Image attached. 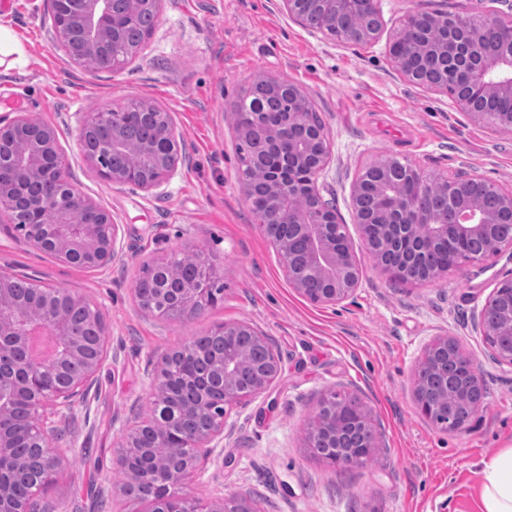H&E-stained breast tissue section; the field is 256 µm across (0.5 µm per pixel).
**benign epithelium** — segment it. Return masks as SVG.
I'll return each mask as SVG.
<instances>
[{
  "instance_id": "obj_1",
  "label": "benign epithelium",
  "mask_w": 512,
  "mask_h": 512,
  "mask_svg": "<svg viewBox=\"0 0 512 512\" xmlns=\"http://www.w3.org/2000/svg\"><path fill=\"white\" fill-rule=\"evenodd\" d=\"M58 27L71 26L77 31L75 40L58 38L60 47L75 63L87 56L99 58L100 66L112 69V58L102 48L112 36V0H80L81 8L73 11L74 0H51ZM324 23L319 28L337 26L338 18L347 10H357L368 18L381 19L380 0H315ZM427 16L425 12L409 14L401 27L390 37L397 44L404 41L406 30ZM483 25L494 27L499 34L502 49L493 55L478 51L480 33L468 19L459 21L453 31L440 42L432 44L436 52L462 63L454 86V95L461 108L479 122L492 121L498 127L512 128V112H499L490 119L483 103L491 99L512 98V21L504 22L495 12L481 13ZM257 83L276 91H286L298 103L306 100L305 93L284 78L261 76ZM112 109L88 112L79 127L81 153L96 164L98 175L106 182L123 187L149 191L160 187L176 173L182 158L178 135L171 116L157 131L154 143L138 150L144 165L127 170L103 167L98 160L131 149L118 128L112 125ZM30 125L29 116L17 112L12 118H0V140ZM265 128L267 147L277 153L280 165L267 172L266 190L271 199L272 220L260 228L280 255L291 285L306 300L318 305H336L354 294L363 274V268L352 241L342 232L336 206L325 199L318 179L329 163L326 127L313 122L310 113L303 110L282 114L268 120L262 112L251 114L248 123L239 126L242 138H247L257 127ZM58 153V134L55 128L43 125L28 140L17 141L9 158H0V222L21 232L24 241L67 264L101 269L114 261L120 250L119 225L112 222L111 214L81 194L70 180L69 174L53 162ZM389 156L378 157L367 163L351 187V201L356 223L360 227L365 252L374 265L391 279L414 283L418 278L410 269L389 261L388 250L403 241L406 229L412 224L423 228L425 244L434 246L452 243L447 261L430 272L436 279L448 274V269L461 261L479 262L504 248H512V190L500 192L495 210L468 195L467 186L474 177L458 178L443 183L445 210L437 214L416 209L413 198L406 191L408 183L417 182L420 173L405 164L395 171L388 170ZM380 171L384 177L378 182L377 207L370 212L362 210L360 199L364 193L366 174ZM303 240L305 252L302 260L295 261L291 253V237ZM473 241L483 244V251L473 253ZM13 275L0 273V512H34L35 500L28 497L19 509H11L6 477L19 459L12 448L16 439L38 425L40 438L53 431L54 418L71 409L77 396L93 383L101 359L86 362L82 374L67 386H58L54 380L55 368L77 354L69 331L65 305L58 302L62 292L57 288H35L29 303L15 301L8 293L7 282ZM205 288L187 289L175 293L167 305V314L184 320L199 317L208 300ZM47 327L56 339L57 354L44 363L26 362L25 366L4 362L5 344L24 350L27 336L38 328ZM474 330L492 351L498 365L512 367V277L500 281L492 289L485 304L474 316ZM227 340L249 336L258 345L268 348L267 336L258 332L248 321L225 323L219 327ZM454 351L465 371L467 390L451 396L429 398L420 390V376L430 365L419 360L413 374V398L419 414L436 422V414L443 404L452 399L470 407V415L458 431L470 429L473 418L483 407L485 392L484 372L448 335L434 337L426 350ZM169 354H164L152 372L153 395L171 389L175 377L168 374ZM239 357L224 358V409L243 405L264 394L277 379L281 367L277 360L269 359V366L253 371L249 385L243 389L236 385ZM26 392L37 394L27 416L19 417L12 411V401ZM347 403L331 407L323 400L316 421L324 418L341 421ZM355 418L369 429L370 439L362 457L371 455L379 447V437L369 411L360 405L352 409ZM174 436L185 441L192 456L208 457L211 444L224 439V417L211 420L207 429L184 428L178 433L168 431L163 439ZM47 468L43 480L36 483L42 491L53 483L63 465L64 458L47 450ZM189 470L176 472L157 465L152 480L143 487L139 498L149 506L147 512H159L160 501L167 503L164 512H202L198 502L184 492V480Z\"/></svg>"
}]
</instances>
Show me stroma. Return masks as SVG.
Returning <instances> with one entry per match:
<instances>
[{
    "label": "stroma",
    "mask_w": 512,
    "mask_h": 512,
    "mask_svg": "<svg viewBox=\"0 0 512 512\" xmlns=\"http://www.w3.org/2000/svg\"><path fill=\"white\" fill-rule=\"evenodd\" d=\"M494 8L512 17L493 0H381L380 36L358 44L297 23L281 0H161L144 48L105 72L85 70L58 47L50 0H0V24L23 48L21 62L0 65V115L26 112L57 130L75 187L111 213L123 243L110 266L92 270L63 265L0 229L1 271L67 291L104 324L95 380L56 420L63 437L54 446L66 461L40 496L53 512H146L115 484L113 459L123 434L148 415L153 366L192 336L239 320L269 336L282 371L266 393L228 410L222 446L187 478L202 512L231 495L257 512H483L480 472L512 448V368L491 360L472 317L512 276V250L415 284L392 280L366 258L350 299L308 302L245 199L233 103L260 74L306 93L330 142L323 195L360 245L351 186L379 156L426 177L465 173L512 189V130L475 122L451 94L410 83L387 57L390 35L411 12ZM132 97L169 112L184 147L176 175L152 191L105 182L77 144L83 113ZM199 247L224 286L214 304L190 321L142 310L134 288L144 268ZM444 333L485 373L488 397L466 432L441 431L414 404L415 365ZM331 392L359 398L381 435L373 461L344 473L305 451L307 425ZM91 483L104 490V506L87 498Z\"/></svg>",
    "instance_id": "35a3bbf8"
}]
</instances>
